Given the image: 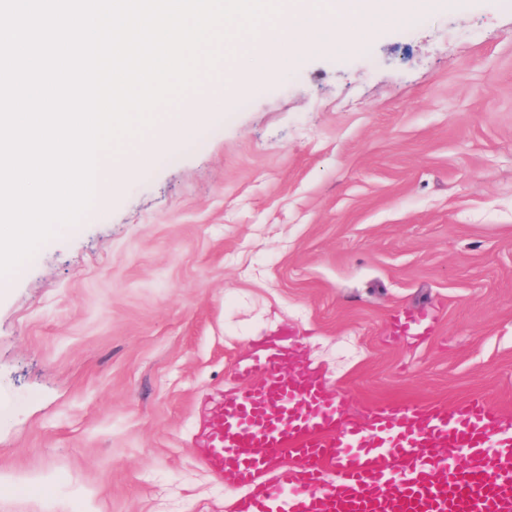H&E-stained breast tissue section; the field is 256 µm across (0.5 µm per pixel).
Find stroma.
<instances>
[{
    "label": "stroma",
    "instance_id": "obj_1",
    "mask_svg": "<svg viewBox=\"0 0 512 512\" xmlns=\"http://www.w3.org/2000/svg\"><path fill=\"white\" fill-rule=\"evenodd\" d=\"M295 54L0 290V512H232L194 445L267 337L352 408L512 417V8ZM429 335L394 332L399 312Z\"/></svg>",
    "mask_w": 512,
    "mask_h": 512
}]
</instances>
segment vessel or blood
I'll use <instances>...</instances> for the list:
<instances>
[{
  "label": "vessel or blood",
  "instance_id": "vessel-or-blood-1",
  "mask_svg": "<svg viewBox=\"0 0 512 512\" xmlns=\"http://www.w3.org/2000/svg\"><path fill=\"white\" fill-rule=\"evenodd\" d=\"M238 380L196 441L208 471L244 489L235 512H512V420L484 398L354 417L280 335Z\"/></svg>",
  "mask_w": 512,
  "mask_h": 512
}]
</instances>
